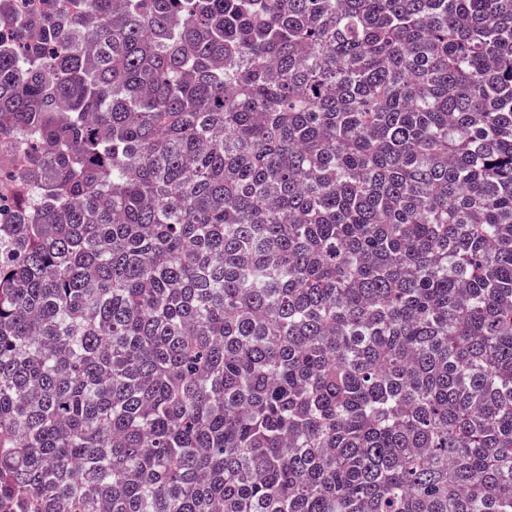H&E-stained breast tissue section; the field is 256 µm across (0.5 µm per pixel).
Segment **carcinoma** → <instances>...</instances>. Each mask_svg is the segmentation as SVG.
<instances>
[{"instance_id": "obj_1", "label": "carcinoma", "mask_w": 512, "mask_h": 512, "mask_svg": "<svg viewBox=\"0 0 512 512\" xmlns=\"http://www.w3.org/2000/svg\"><path fill=\"white\" fill-rule=\"evenodd\" d=\"M0 512H512V0L0 7Z\"/></svg>"}]
</instances>
